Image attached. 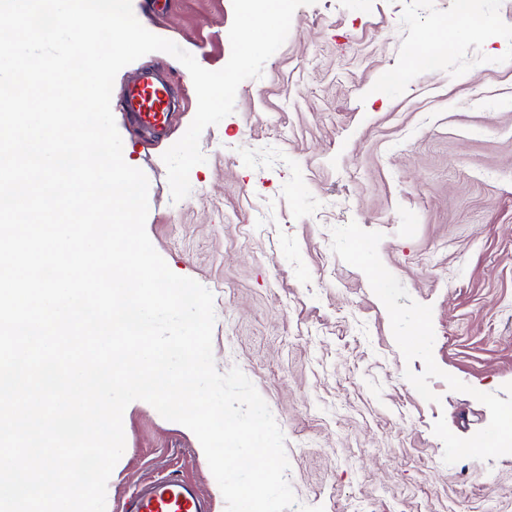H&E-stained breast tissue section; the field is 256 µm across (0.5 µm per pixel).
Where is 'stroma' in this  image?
<instances>
[{"mask_svg": "<svg viewBox=\"0 0 512 512\" xmlns=\"http://www.w3.org/2000/svg\"><path fill=\"white\" fill-rule=\"evenodd\" d=\"M150 32L205 69L231 55L232 0H168ZM317 0L263 76L200 136L173 201L163 153L197 109L190 73L156 51L182 106L123 157L149 181L146 231L214 295L213 355L237 367L285 438L299 504L325 512H512V443L479 437L512 406V0ZM460 18L447 39L439 20ZM106 512L176 472L225 512L200 443L137 400Z\"/></svg>", "mask_w": 512, "mask_h": 512, "instance_id": "obj_1", "label": "stroma"}]
</instances>
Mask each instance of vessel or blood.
<instances>
[{
    "label": "vessel or blood",
    "mask_w": 512,
    "mask_h": 512,
    "mask_svg": "<svg viewBox=\"0 0 512 512\" xmlns=\"http://www.w3.org/2000/svg\"><path fill=\"white\" fill-rule=\"evenodd\" d=\"M175 100L166 74L144 67L126 81L116 106L142 134L158 138L168 129ZM120 512H210V505L192 484L170 474L135 487Z\"/></svg>",
    "instance_id": "1"
}]
</instances>
